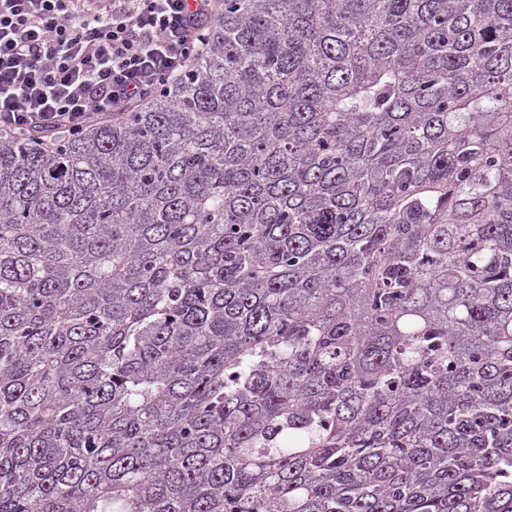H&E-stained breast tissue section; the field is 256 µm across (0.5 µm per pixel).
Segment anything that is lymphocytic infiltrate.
<instances>
[{"mask_svg": "<svg viewBox=\"0 0 512 512\" xmlns=\"http://www.w3.org/2000/svg\"><path fill=\"white\" fill-rule=\"evenodd\" d=\"M212 0H0V131L41 142L186 74Z\"/></svg>", "mask_w": 512, "mask_h": 512, "instance_id": "lymphocytic-infiltrate-1", "label": "lymphocytic infiltrate"}]
</instances>
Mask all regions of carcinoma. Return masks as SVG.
<instances>
[{"mask_svg": "<svg viewBox=\"0 0 512 512\" xmlns=\"http://www.w3.org/2000/svg\"><path fill=\"white\" fill-rule=\"evenodd\" d=\"M220 2L0 132V512H512V0Z\"/></svg>", "mask_w": 512, "mask_h": 512, "instance_id": "cac0c4a2", "label": "carcinoma"}]
</instances>
